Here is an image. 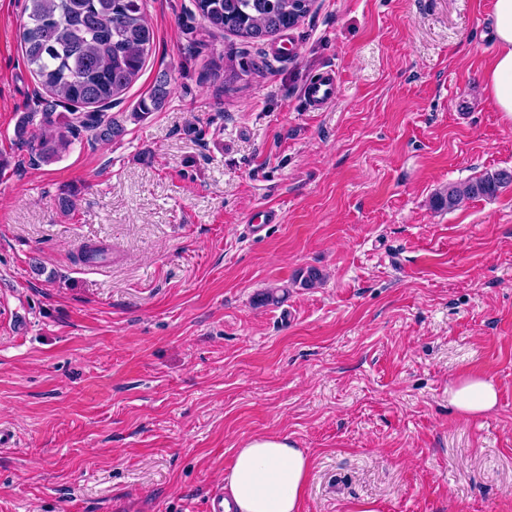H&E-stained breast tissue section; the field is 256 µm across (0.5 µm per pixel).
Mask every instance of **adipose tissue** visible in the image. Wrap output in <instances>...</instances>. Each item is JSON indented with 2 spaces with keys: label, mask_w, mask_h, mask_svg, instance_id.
<instances>
[{
  "label": "adipose tissue",
  "mask_w": 512,
  "mask_h": 512,
  "mask_svg": "<svg viewBox=\"0 0 512 512\" xmlns=\"http://www.w3.org/2000/svg\"><path fill=\"white\" fill-rule=\"evenodd\" d=\"M496 52L484 75V90L496 111L512 120V0H494ZM448 400L465 417L485 414L498 403L492 381L470 376L448 390ZM311 462L283 435L251 438L236 452L224 477L226 512H300Z\"/></svg>",
  "instance_id": "1"
}]
</instances>
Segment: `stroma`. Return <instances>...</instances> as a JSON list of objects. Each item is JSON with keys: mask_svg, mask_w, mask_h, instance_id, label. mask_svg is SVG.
<instances>
[{"mask_svg": "<svg viewBox=\"0 0 512 512\" xmlns=\"http://www.w3.org/2000/svg\"><path fill=\"white\" fill-rule=\"evenodd\" d=\"M493 3L315 0L256 45L145 0L152 55L117 109L164 75L163 107L34 166L15 128L42 87L24 0H0V512H206L260 434L309 455L300 512H512V186L430 205L512 170ZM88 241L122 262L84 269ZM465 375L494 411L456 413ZM336 70L332 67L325 69L321 76L306 85L304 100L308 109L320 110L336 100ZM512 185V172L504 169L487 171L479 177L464 182L448 184V188L437 192L431 199L435 210H452L467 200L493 198ZM448 400L462 416L473 417L493 410L498 403V393L492 381L470 376L448 388Z\"/></svg>", "mask_w": 512, "mask_h": 512, "instance_id": "obj_1", "label": "stroma"}]
</instances>
